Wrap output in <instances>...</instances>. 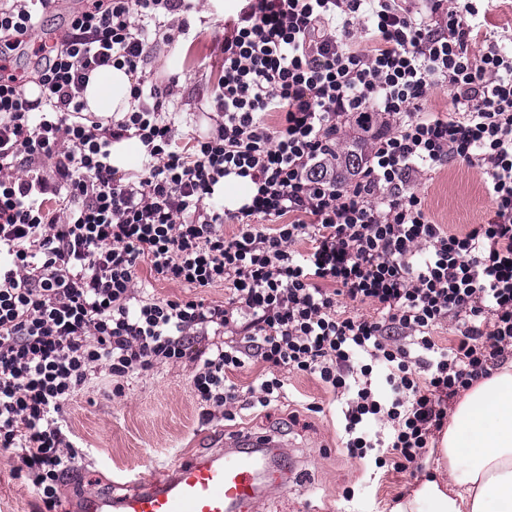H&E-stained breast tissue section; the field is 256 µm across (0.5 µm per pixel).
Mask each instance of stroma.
<instances>
[{"instance_id": "stroma-1", "label": "stroma", "mask_w": 512, "mask_h": 512, "mask_svg": "<svg viewBox=\"0 0 512 512\" xmlns=\"http://www.w3.org/2000/svg\"><path fill=\"white\" fill-rule=\"evenodd\" d=\"M187 37L164 42L167 27L150 23L148 36L156 48L143 71L147 80L174 86L176 144L207 133L212 125L210 101L222 64L224 15L211 0H201L189 13ZM417 190L432 219L454 231L483 223L489 201L475 168L451 162L423 175ZM197 364L184 360L161 364L132 377L119 396H110L111 382L100 377L68 408V418L82 442L74 468L59 487L62 504L81 493L112 490V475L132 469L142 476L189 453L220 447L226 435L286 433L283 448L297 473L286 489L257 504L253 512H389L417 484L410 473L377 467L375 452L350 456L342 445L343 418L333 392L317 377L287 374L284 398L266 408L251 406L248 388L257 386L264 367L252 363L233 372L243 392L233 420L223 409L201 405L193 393ZM10 454L0 450V512H34V496L14 472Z\"/></svg>"}]
</instances>
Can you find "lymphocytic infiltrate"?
<instances>
[{"instance_id": "obj_1", "label": "lymphocytic infiltrate", "mask_w": 512, "mask_h": 512, "mask_svg": "<svg viewBox=\"0 0 512 512\" xmlns=\"http://www.w3.org/2000/svg\"><path fill=\"white\" fill-rule=\"evenodd\" d=\"M478 2L244 0L225 25L218 117L182 150L172 86L141 71L149 22L194 0H89L34 75L0 73V450L37 512H56L74 460L68 403L100 375L119 395L131 375L186 358L198 401L228 420L231 374L248 360L269 370L263 408L285 394L279 371L317 376L343 405L351 456L378 448L395 469L418 467L449 401L512 351V52L484 32ZM58 4L0 0V54ZM106 66L131 75L137 107L103 122L81 95ZM438 90L444 114L426 107ZM367 112L365 164H337V138ZM132 137L142 170L127 180L112 146ZM451 161L479 170L490 204L465 232L433 223L412 186ZM231 175L254 184L251 201L212 206ZM143 263L231 295L149 296ZM450 320L460 338L445 348L433 331Z\"/></svg>"}]
</instances>
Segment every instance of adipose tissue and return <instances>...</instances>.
<instances>
[{"mask_svg":"<svg viewBox=\"0 0 512 512\" xmlns=\"http://www.w3.org/2000/svg\"><path fill=\"white\" fill-rule=\"evenodd\" d=\"M131 82L113 67L94 71L83 93L88 111H131ZM436 453L433 475L390 512H512V360L466 391Z\"/></svg>","mask_w":512,"mask_h":512,"instance_id":"1","label":"adipose tissue"}]
</instances>
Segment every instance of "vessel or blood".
I'll return each instance as SVG.
<instances>
[{
    "label": "vessel or blood",
    "instance_id": "vessel-or-blood-1",
    "mask_svg": "<svg viewBox=\"0 0 512 512\" xmlns=\"http://www.w3.org/2000/svg\"><path fill=\"white\" fill-rule=\"evenodd\" d=\"M279 447L269 435H235L225 447L132 479L125 494H82L73 512H251L284 485Z\"/></svg>",
    "mask_w": 512,
    "mask_h": 512
}]
</instances>
